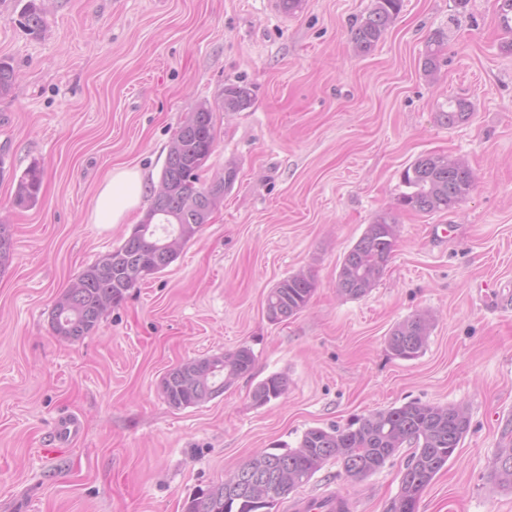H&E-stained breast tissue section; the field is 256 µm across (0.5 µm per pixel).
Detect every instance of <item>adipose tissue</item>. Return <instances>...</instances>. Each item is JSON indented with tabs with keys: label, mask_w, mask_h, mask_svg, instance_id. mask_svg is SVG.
I'll list each match as a JSON object with an SVG mask.
<instances>
[{
	"label": "adipose tissue",
	"mask_w": 512,
	"mask_h": 512,
	"mask_svg": "<svg viewBox=\"0 0 512 512\" xmlns=\"http://www.w3.org/2000/svg\"><path fill=\"white\" fill-rule=\"evenodd\" d=\"M146 177L141 170L115 168L94 199L89 220L94 224H122L145 197Z\"/></svg>",
	"instance_id": "obj_1"
}]
</instances>
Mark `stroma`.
<instances>
[{"instance_id": "obj_1", "label": "stroma", "mask_w": 512, "mask_h": 512, "mask_svg": "<svg viewBox=\"0 0 512 512\" xmlns=\"http://www.w3.org/2000/svg\"><path fill=\"white\" fill-rule=\"evenodd\" d=\"M27 0H0V60L17 78L0 98V219L14 250L0 271V512H182L254 452L295 447L312 427L411 401L466 407L470 429L422 494L418 512H512L491 461L512 420V41L498 0H402L373 51L351 35L373 0H46L30 34ZM444 43L435 77L429 37ZM248 85L249 108H222ZM466 121L439 118L452 98ZM216 140L202 178L238 176L224 202L164 272L130 290L82 341L55 336L56 296L139 224L88 220L120 165L156 188L168 146L199 103ZM445 154L476 172L448 212L398 214L387 268L365 296L337 295L345 253L394 208L401 173ZM44 180L29 209L12 204L31 165ZM316 281L307 306L269 322L281 279ZM434 315L423 352L394 357L386 339L407 318ZM255 366L223 395L182 409L163 376L183 361L239 347ZM288 390L258 406L256 384ZM77 416L76 444L51 445L59 416ZM407 460L359 478L328 461L299 493L333 487L353 512H385ZM252 103L250 89L246 85L229 84L224 87L222 107L227 112H240ZM288 389V379L282 374H273L260 381L252 392L255 405L263 406L280 398Z\"/></svg>"}]
</instances>
